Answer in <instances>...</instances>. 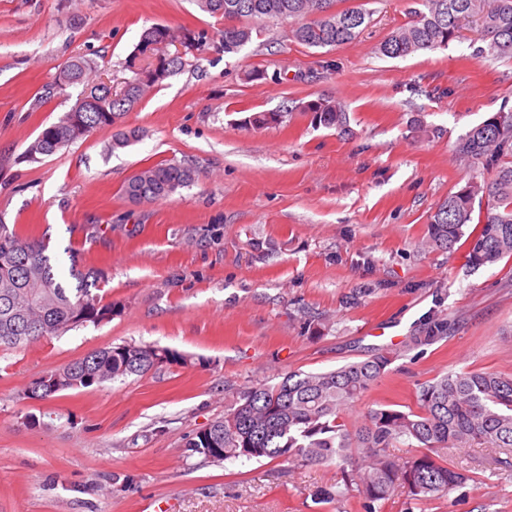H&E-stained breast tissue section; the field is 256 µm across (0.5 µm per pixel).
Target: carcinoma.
<instances>
[{
    "mask_svg": "<svg viewBox=\"0 0 512 512\" xmlns=\"http://www.w3.org/2000/svg\"><path fill=\"white\" fill-rule=\"evenodd\" d=\"M200 11L224 19V53L238 52L269 21L293 23L291 37L310 48H336L356 40L370 23V13L358 4L336 8L338 0H194ZM412 20L380 42L379 54L404 58L445 49L474 28L482 45L476 54L512 58V0H416ZM202 36L174 33L153 24L145 28L126 57L128 71L119 91L107 99L105 81L93 59L67 60L46 86L41 102L55 91L80 88L74 105L30 142L25 157L37 162L103 128H117L112 149L138 141L139 131L121 130L119 123L153 88L185 66V54ZM305 109L325 126L346 123L343 106L333 100L309 101ZM458 157L495 167L489 181H471L448 195L431 214L424 244L450 250L467 246V264L480 268L512 257V115L503 123L491 116L471 128L458 142ZM194 180L191 168L157 162L140 168L126 182L124 194L134 202L165 199ZM488 196V206L475 204ZM478 217H473V214ZM474 224L470 232L465 227ZM101 274L84 271L71 260L68 271L56 264L45 240L30 239L0 221V345L22 349L48 336H61L87 322L97 323L111 310L100 305ZM448 329L437 318L416 344H430ZM164 353L169 363L185 356L154 345L125 343L89 354L46 374L54 386L39 379L31 397L47 399L58 392L88 388L148 372V356ZM392 358L376 353L332 370L291 372L275 384L257 383L240 391L225 406L224 417L196 432L187 450L213 462L253 458L336 464V489H320L322 502L355 499L365 512L407 489L415 512L436 500L449 501L456 491L481 479L452 465L449 448H504L512 452V374L499 371L446 373L421 384L416 408L408 411L381 405L365 422L348 427L341 412L360 400L389 372ZM403 444L404 457L391 449Z\"/></svg>",
    "mask_w": 512,
    "mask_h": 512,
    "instance_id": "obj_1",
    "label": "carcinoma"
}]
</instances>
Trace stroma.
Wrapping results in <instances>:
<instances>
[{"instance_id": "stroma-1", "label": "stroma", "mask_w": 512, "mask_h": 512, "mask_svg": "<svg viewBox=\"0 0 512 512\" xmlns=\"http://www.w3.org/2000/svg\"><path fill=\"white\" fill-rule=\"evenodd\" d=\"M363 3L372 22L353 43L310 48L274 21L227 54L223 21L194 0H0V222L49 238L61 267L100 270L112 309L65 335L0 347V512H364L317 501L335 467L219 464L185 443L245 387L381 351L396 359L347 409V425L380 404L406 409L439 374H512V259L472 269L463 246L423 244L437 204L493 176L461 162L455 145L512 110V60L474 56L473 29L445 49L380 56L414 3ZM153 24L203 43L126 114L141 139L114 151L106 128L27 161L28 144L76 99L71 88L36 102L62 64L83 55L120 82ZM255 67L263 79L249 80ZM318 98L340 102L346 125L312 123L301 106ZM256 112L277 118L245 124ZM159 161L190 167L194 182L131 203L124 184ZM432 316L447 320L446 338L415 345ZM125 342L188 361L28 398L46 373ZM504 456L452 449L483 483L426 512H512Z\"/></svg>"}]
</instances>
